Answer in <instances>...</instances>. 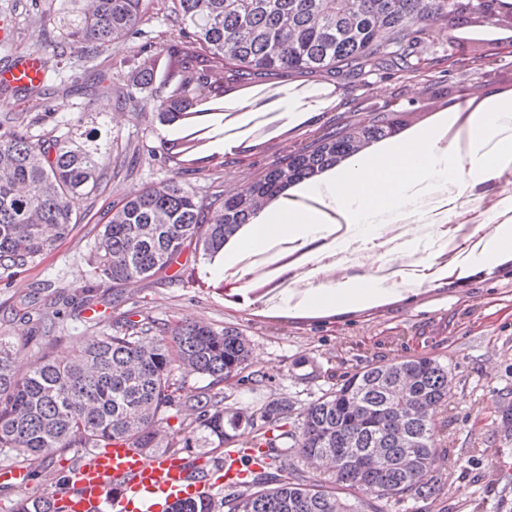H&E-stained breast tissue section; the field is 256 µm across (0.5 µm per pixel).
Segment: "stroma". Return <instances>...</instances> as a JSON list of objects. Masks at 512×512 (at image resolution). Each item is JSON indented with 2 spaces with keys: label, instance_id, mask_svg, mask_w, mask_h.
Segmentation results:
<instances>
[{
  "label": "stroma",
  "instance_id": "1",
  "mask_svg": "<svg viewBox=\"0 0 512 512\" xmlns=\"http://www.w3.org/2000/svg\"><path fill=\"white\" fill-rule=\"evenodd\" d=\"M52 0H0V64L19 53L40 54L47 80L37 95L0 87V114L40 139L65 133L77 123L99 129L109 140L106 165L122 163L119 177L107 178L97 193L71 202L79 218L71 234L32 264L0 274V335L11 337L22 356L36 342H49L62 359L88 340L111 332L115 320L149 316L174 324L201 321L235 326L248 337L249 368L269 375L255 387L233 378L221 384L224 403L258 413L269 401L291 398L296 408L335 388L346 375L367 365L430 357L447 364L452 381L443 452L436 472L441 489L429 498L390 500L385 512H512V436L499 427L500 409L512 403V263L499 258L490 267L466 265L453 280H419L399 295L316 312L305 304L266 305L246 284L235 282L237 265L222 272L186 248L153 276L122 285L120 301L99 321L64 304L77 294L95 263L94 243L112 205L139 187L181 176L198 198L227 194L336 125L387 107L416 132L447 119L443 106H467L473 94L499 99L512 87V43L463 38L454 26L434 23L422 35L424 53L417 71L305 72L272 76L268 87L289 90L293 115L262 138L238 133L242 148L232 157L212 155L205 169L180 171L168 150L170 128L151 106L122 109L114 104L118 85L134 84L133 68L120 67L137 40L99 47L94 58L77 48L54 53L60 41ZM46 318L43 327L20 319L23 306ZM181 403L164 410L162 437L191 421L183 404L207 385L199 375L176 373ZM72 451L39 462L30 487L0 495V512L17 501L52 496L49 474L58 472Z\"/></svg>",
  "mask_w": 512,
  "mask_h": 512
}]
</instances>
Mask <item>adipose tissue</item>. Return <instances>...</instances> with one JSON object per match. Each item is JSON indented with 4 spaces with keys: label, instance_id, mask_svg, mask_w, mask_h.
Here are the masks:
<instances>
[{
    "label": "adipose tissue",
    "instance_id": "obj_1",
    "mask_svg": "<svg viewBox=\"0 0 512 512\" xmlns=\"http://www.w3.org/2000/svg\"><path fill=\"white\" fill-rule=\"evenodd\" d=\"M511 115L510 99L496 100L474 113L473 149L466 158L443 145L438 132L426 129L356 156L327 179L307 185V194L321 197L325 208L337 210L350 226L360 272L336 287L311 289L306 304L343 307L382 297L383 288L370 275L382 260L375 244L378 225L411 209L433 184L442 182L463 190L494 178L498 160L512 159V138L502 134L503 123ZM326 233L323 210L297 206L266 209L257 214L233 252H266L285 238L308 243Z\"/></svg>",
    "mask_w": 512,
    "mask_h": 512
}]
</instances>
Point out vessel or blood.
I'll return each instance as SVG.
<instances>
[{"label": "vessel or blood", "mask_w": 512, "mask_h": 512, "mask_svg": "<svg viewBox=\"0 0 512 512\" xmlns=\"http://www.w3.org/2000/svg\"><path fill=\"white\" fill-rule=\"evenodd\" d=\"M46 77L43 58L36 53L15 55L0 66V86L20 92L40 88ZM262 466L259 459L245 464L238 451H226L223 480L236 483L245 470ZM71 468L67 487L58 493L66 512H161L165 504L212 491L209 483L192 478L183 457L161 452L147 456L123 440L77 455ZM0 484L26 488L30 471L21 465L1 466Z\"/></svg>", "instance_id": "1"}]
</instances>
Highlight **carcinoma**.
I'll use <instances>...</instances> for the list:
<instances>
[{"instance_id": "1", "label": "carcinoma", "mask_w": 512, "mask_h": 512, "mask_svg": "<svg viewBox=\"0 0 512 512\" xmlns=\"http://www.w3.org/2000/svg\"><path fill=\"white\" fill-rule=\"evenodd\" d=\"M476 3L491 22H512V0H172L183 39L166 47L167 80L145 64L132 90L117 98L135 106L138 95L173 128L170 149L183 155L185 111L224 96V82L260 85L283 71L362 72L392 63L413 68L411 58L424 26L456 22ZM151 0H57L62 43L86 52L141 34ZM392 112L328 131L288 159L231 194L208 203L175 176L127 194L102 225L95 267L80 290L87 306L101 289L147 278L167 268L186 246L209 260L252 223L264 208L299 199L296 188L330 175L347 160L404 133ZM90 130L33 141L28 131L0 121V270L19 269L53 249L71 231L70 201L97 191L104 176L103 152ZM249 341L237 327L193 322L170 325L149 317L115 322L69 359L52 358L41 346L21 369L20 349L0 336V450L31 466L69 448H105L114 439L146 453L179 454L198 441L194 432L176 434L159 448L158 416L176 403L173 373L210 379L191 408L199 426L219 444L235 440L254 416L224 406L212 388L248 367ZM405 399H428L434 410L448 405V366L414 357L379 363L347 378L311 401L298 425L280 422L293 413L286 398L270 401L252 447L264 449L267 469L247 472L246 491L219 499H180L164 512H382L374 504L405 494L429 497L439 491L435 474L438 421L399 420L402 401L389 393L395 379ZM291 446L314 465L336 460L343 450L358 455L378 450L385 460L361 471L342 465L329 479L296 475L277 452ZM15 512H62L53 498L26 499Z\"/></svg>"}]
</instances>
